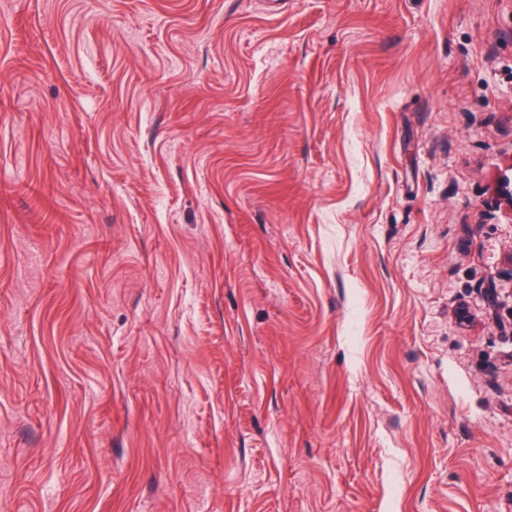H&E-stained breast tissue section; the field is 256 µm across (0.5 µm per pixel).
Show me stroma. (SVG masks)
I'll return each instance as SVG.
<instances>
[{
	"instance_id": "35a3bbf8",
	"label": "stroma",
	"mask_w": 512,
	"mask_h": 512,
	"mask_svg": "<svg viewBox=\"0 0 512 512\" xmlns=\"http://www.w3.org/2000/svg\"><path fill=\"white\" fill-rule=\"evenodd\" d=\"M512 0H0V512H512Z\"/></svg>"
}]
</instances>
